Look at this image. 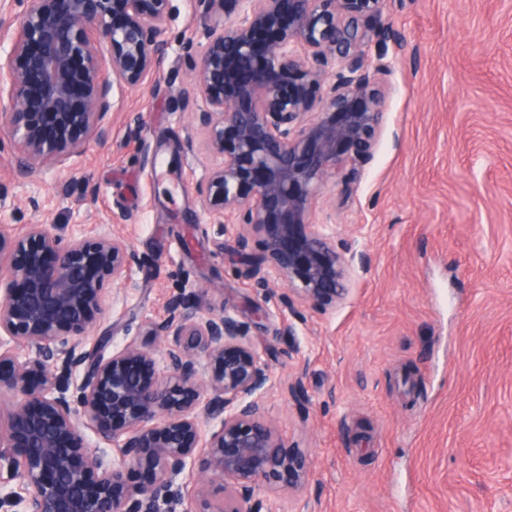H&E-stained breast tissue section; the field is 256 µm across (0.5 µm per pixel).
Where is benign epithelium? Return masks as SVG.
<instances>
[{
    "label": "benign epithelium",
    "instance_id": "benign-epithelium-1",
    "mask_svg": "<svg viewBox=\"0 0 512 512\" xmlns=\"http://www.w3.org/2000/svg\"><path fill=\"white\" fill-rule=\"evenodd\" d=\"M384 6L210 0L221 17L193 66L205 100L195 119L216 156L202 208L219 230L234 217L262 238L257 263L287 286V308L324 309L348 292L350 249L332 229L299 228L327 181L351 194L373 155L376 77L390 64L371 48L408 47ZM168 14L169 0H27L0 55V132L19 175L65 164L89 139L106 144L111 82L135 87L160 67ZM217 247L247 257L248 234ZM133 262L116 234L0 227V512H171L184 474L195 484L187 512H262L261 490L308 476V453L265 418L271 378L228 304L200 317L187 294L170 298L151 328L166 341L159 355L90 336L104 279ZM202 360L214 366L206 381ZM136 470L149 482L130 484Z\"/></svg>",
    "mask_w": 512,
    "mask_h": 512
}]
</instances>
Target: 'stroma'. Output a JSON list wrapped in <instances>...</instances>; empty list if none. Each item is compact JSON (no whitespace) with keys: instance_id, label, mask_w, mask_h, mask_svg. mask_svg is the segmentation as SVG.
<instances>
[{"instance_id":"35a3bbf8","label":"stroma","mask_w":512,"mask_h":512,"mask_svg":"<svg viewBox=\"0 0 512 512\" xmlns=\"http://www.w3.org/2000/svg\"><path fill=\"white\" fill-rule=\"evenodd\" d=\"M206 14L170 0L168 54L115 92L106 145L23 177L0 134V225L127 240L138 261L97 323L114 346L162 349L148 331L179 293L233 306L271 376L267 421L311 459L303 488L262 493L269 512H512V0H386L416 55L378 79L385 122L352 196L329 183L313 202L356 253L324 310L284 309L282 282L215 249L241 227L210 224L197 193Z\"/></svg>"}]
</instances>
